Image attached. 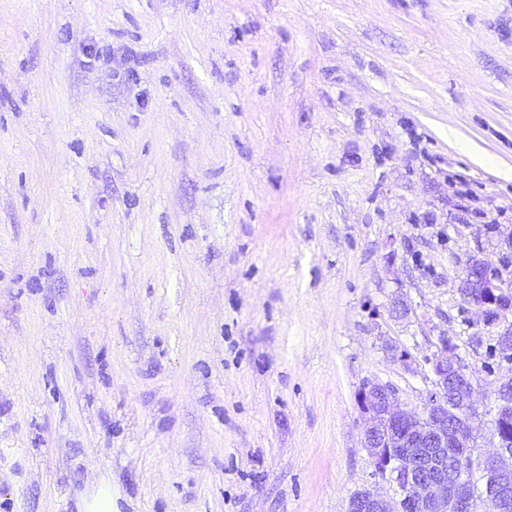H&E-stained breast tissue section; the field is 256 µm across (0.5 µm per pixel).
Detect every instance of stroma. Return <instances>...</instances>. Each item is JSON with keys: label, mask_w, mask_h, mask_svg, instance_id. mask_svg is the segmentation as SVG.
Returning a JSON list of instances; mask_svg holds the SVG:
<instances>
[{"label": "stroma", "mask_w": 512, "mask_h": 512, "mask_svg": "<svg viewBox=\"0 0 512 512\" xmlns=\"http://www.w3.org/2000/svg\"><path fill=\"white\" fill-rule=\"evenodd\" d=\"M511 249L512 0H0V512L394 498L355 395L441 335L495 456ZM511 266L512 263H492L474 255L460 279L458 288H463L460 292L463 302L468 306L482 309L488 322L501 318L505 320L507 314L512 312L511 304H503V301L508 300L512 294V275L509 272ZM492 305H497V314L494 318L489 315ZM499 344L496 342L495 345H489L486 352V361H484V367L491 371L493 369L494 364L497 359L500 358V349L501 353L510 357L512 351V324L510 323L508 327L504 329L498 336ZM499 345V346H498ZM500 347V348H499Z\"/></svg>", "instance_id": "35a3bbf8"}]
</instances>
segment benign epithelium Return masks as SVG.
<instances>
[{
  "instance_id": "benign-epithelium-1",
  "label": "benign epithelium",
  "mask_w": 512,
  "mask_h": 512,
  "mask_svg": "<svg viewBox=\"0 0 512 512\" xmlns=\"http://www.w3.org/2000/svg\"><path fill=\"white\" fill-rule=\"evenodd\" d=\"M465 304L483 310L491 322L507 317L512 305V273L509 266L476 255L460 279ZM437 356L432 361V389L423 411L394 405L391 386L368 382L357 393L365 417L362 446L384 478L396 485L399 512H475L482 503L493 512L512 509V448L498 442L499 456L474 463L473 370L456 354L450 338L437 337ZM494 420L512 415V377L499 381L493 407ZM482 472L481 484L472 478ZM348 512H391L386 500L369 489L353 493Z\"/></svg>"
}]
</instances>
